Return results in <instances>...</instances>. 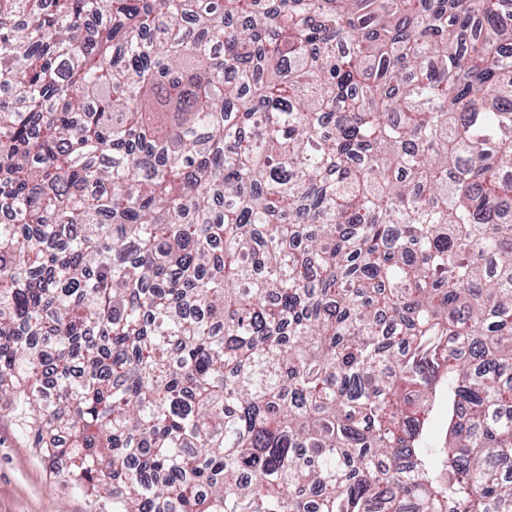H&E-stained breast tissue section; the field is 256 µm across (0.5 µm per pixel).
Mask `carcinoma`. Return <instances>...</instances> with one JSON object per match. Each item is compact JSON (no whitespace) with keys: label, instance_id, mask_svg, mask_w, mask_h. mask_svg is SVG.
Instances as JSON below:
<instances>
[{"label":"carcinoma","instance_id":"1","mask_svg":"<svg viewBox=\"0 0 512 512\" xmlns=\"http://www.w3.org/2000/svg\"><path fill=\"white\" fill-rule=\"evenodd\" d=\"M511 47L512 0H0V409L112 512H512Z\"/></svg>","mask_w":512,"mask_h":512}]
</instances>
